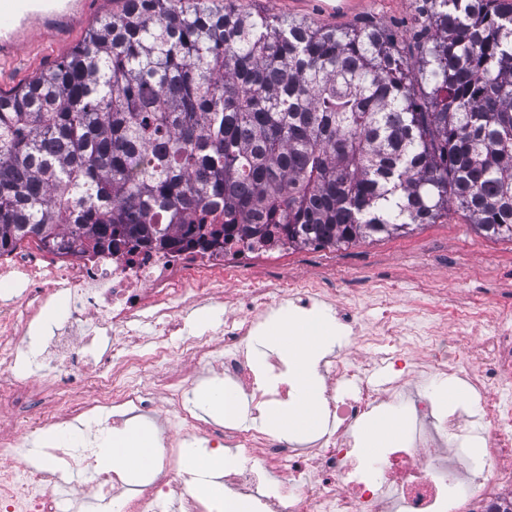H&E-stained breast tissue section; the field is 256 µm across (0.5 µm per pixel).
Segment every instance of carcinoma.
I'll return each instance as SVG.
<instances>
[{
  "label": "carcinoma",
  "instance_id": "cac0c4a2",
  "mask_svg": "<svg viewBox=\"0 0 512 512\" xmlns=\"http://www.w3.org/2000/svg\"><path fill=\"white\" fill-rule=\"evenodd\" d=\"M212 2L126 0L0 94L1 255L29 238L340 247L450 206L512 241V0H424L413 63L368 20L312 28Z\"/></svg>",
  "mask_w": 512,
  "mask_h": 512
}]
</instances>
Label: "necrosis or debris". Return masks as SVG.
<instances>
[{
	"instance_id": "1",
	"label": "necrosis or debris",
	"mask_w": 512,
	"mask_h": 512,
	"mask_svg": "<svg viewBox=\"0 0 512 512\" xmlns=\"http://www.w3.org/2000/svg\"><path fill=\"white\" fill-rule=\"evenodd\" d=\"M58 258L50 268L55 285L47 288L38 274L44 252L11 255L13 266L28 273V320L37 319L56 300L70 305L69 317L49 340L47 359L64 413H48L41 423L12 417L14 428L31 432L45 422H71L113 410L157 415L156 393L173 401L181 393L182 377L171 370L178 360L191 361L201 371L219 366L235 401L251 410L290 400L295 391L289 382H267L268 376L283 372L282 361L270 357L262 372L249 353L265 317L288 304L303 311L335 304L338 324L358 332L361 344L372 351L368 361L346 354L323 361L326 381L319 404L328 430L305 445L243 430L233 412L220 425L187 411L166 418L165 427L174 438L148 488L125 501L124 512H158L159 501L170 495L178 497L181 512H209L173 478L181 443L197 436L206 437L210 447L239 452L240 461L224 468V483L238 495L261 497L266 512H489L491 505L512 496V406L497 401L500 391L512 390V301L499 300L496 289L486 293L487 301L499 308L496 325L488 329L483 308L449 305L447 292L441 290L408 308L389 307L394 282L386 277L371 293L387 308L379 322L371 323L360 308L336 304L330 275L283 274L235 290L220 332L188 337L174 346L170 337L196 302L245 280L244 254L199 248L166 254L142 248L132 254L62 251ZM452 316L465 321L466 335L448 334L445 325ZM146 323L155 328L156 337L144 354L135 349L132 337ZM405 330L421 335L432 370L467 366L471 385L483 395L485 431L479 457H471L460 445L467 430L459 414L443 415L429 397L417 395L411 400L412 413L424 428L413 434L409 446L389 449L370 470L357 463L354 433L361 421L384 395L400 394L405 379L413 375L401 342ZM101 338L111 340L109 354L94 372H80L77 347ZM377 362L390 365L397 376L385 394L371 381ZM142 376L149 377L150 386L139 384ZM68 466L93 472L102 491L120 495L128 489L121 467L99 469L93 449L74 457L58 448L40 466L0 474V512H16L22 504L30 512H55L50 485L61 480Z\"/></svg>"
}]
</instances>
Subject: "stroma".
I'll return each mask as SVG.
<instances>
[{
  "label": "stroma",
  "mask_w": 512,
  "mask_h": 512,
  "mask_svg": "<svg viewBox=\"0 0 512 512\" xmlns=\"http://www.w3.org/2000/svg\"><path fill=\"white\" fill-rule=\"evenodd\" d=\"M237 3L245 12L296 19L303 17L314 25L338 29L352 27L362 18L370 19L390 30L404 56L410 58L416 54L412 25L419 16L423 0H369L366 8L358 14L327 13L310 7L293 8L288 0H237ZM124 6L125 0H96L87 19L73 26L65 38L36 36L33 44L22 50L18 64L0 72V91H15L56 65L83 43L96 21L120 13ZM248 269L250 277L256 280L273 272H326L336 280V299L340 302L363 301L366 288L380 277L397 280L394 302L400 306L424 300L425 291L429 288H445L454 300L472 302L481 298L483 289L495 282L512 290V242L491 240L477 234L468 218L452 208L436 223L423 225L408 234L336 250L273 251L253 256ZM26 277L24 270H10L7 279H0V300L12 303L18 316L15 327L24 353L12 372L15 376L30 379L35 385L37 396L27 400L29 414L35 415L54 392L51 381L44 374L43 358L49 338L54 328L59 326L64 310L60 307L44 310L36 326L25 327L22 318L26 303L20 283ZM228 310L225 299L202 300L189 311L183 329L174 336L175 341L206 331H219ZM443 382L462 392L460 398L447 403V412L462 410L475 414L480 396L455 372L423 374L418 388L432 394Z\"/></svg>",
  "instance_id": "stroma-1"
}]
</instances>
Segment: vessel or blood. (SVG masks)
Masks as SVG:
<instances>
[{"label":"vessel or blood","instance_id":"1","mask_svg":"<svg viewBox=\"0 0 512 512\" xmlns=\"http://www.w3.org/2000/svg\"><path fill=\"white\" fill-rule=\"evenodd\" d=\"M90 4L91 0H77L72 7L63 6L62 0H0V69L14 65L33 27L59 34L62 25L87 15Z\"/></svg>","mask_w":512,"mask_h":512}]
</instances>
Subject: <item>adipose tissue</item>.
Here are the masks:
<instances>
[{
  "label": "adipose tissue",
  "instance_id": "1",
  "mask_svg": "<svg viewBox=\"0 0 512 512\" xmlns=\"http://www.w3.org/2000/svg\"><path fill=\"white\" fill-rule=\"evenodd\" d=\"M266 347L284 349L292 363L293 380L298 388V401L289 408L270 409L264 426L272 431L305 433L319 424L316 362L318 356L336 343L332 322L320 317L304 324L280 322L269 328L261 339ZM160 453L157 438L146 431H128L107 435L100 450L104 461L119 460L131 478H139L154 464ZM187 468L195 470L200 479L194 491L219 503L222 512H248L246 504L224 499L223 484L211 481V473L223 470L224 456L188 451L184 457Z\"/></svg>",
  "mask_w": 512,
  "mask_h": 512
}]
</instances>
